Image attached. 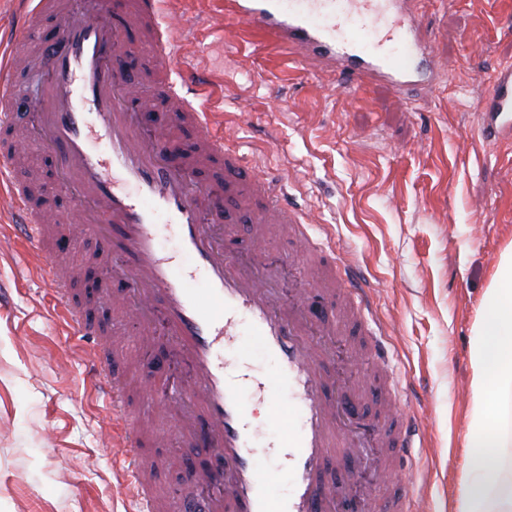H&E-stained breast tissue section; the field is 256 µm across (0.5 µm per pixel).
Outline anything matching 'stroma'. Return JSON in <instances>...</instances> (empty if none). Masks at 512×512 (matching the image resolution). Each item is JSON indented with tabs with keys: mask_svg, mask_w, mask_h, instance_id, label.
<instances>
[{
	"mask_svg": "<svg viewBox=\"0 0 512 512\" xmlns=\"http://www.w3.org/2000/svg\"><path fill=\"white\" fill-rule=\"evenodd\" d=\"M223 0H182L192 34L178 57L211 71L208 108L223 112L248 163L310 211L325 249L350 248L390 323L408 412L423 417L427 512H458L469 479L470 349L501 252L512 245V140L486 144L476 103L512 64V0H427L424 21L446 64L408 100L364 91L274 53ZM0 512H130L105 438L112 412L83 376L37 255L0 228ZM231 373L269 376L273 361L240 325Z\"/></svg>",
	"mask_w": 512,
	"mask_h": 512,
	"instance_id": "stroma-1",
	"label": "stroma"
}]
</instances>
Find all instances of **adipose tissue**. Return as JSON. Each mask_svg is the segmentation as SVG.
Segmentation results:
<instances>
[{"label":"adipose tissue","mask_w":512,"mask_h":512,"mask_svg":"<svg viewBox=\"0 0 512 512\" xmlns=\"http://www.w3.org/2000/svg\"><path fill=\"white\" fill-rule=\"evenodd\" d=\"M471 351L474 392L468 434L472 474L460 512H512V430L501 423L512 402V249H505L486 293Z\"/></svg>","instance_id":"1"}]
</instances>
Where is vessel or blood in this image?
Segmentation results:
<instances>
[{
	"mask_svg": "<svg viewBox=\"0 0 512 512\" xmlns=\"http://www.w3.org/2000/svg\"><path fill=\"white\" fill-rule=\"evenodd\" d=\"M22 23L45 13L56 24L39 50L0 53V73L27 70L44 80L39 96L25 102L35 121L11 147L0 150V190L9 222L34 243L40 269L54 285L68 334L84 350V375L97 395L111 403L123 422L112 447L128 463L125 484L135 512H384L374 488L337 481L331 465L359 460L365 449L383 448L378 479L418 472L413 453L420 431L411 420L379 437L376 425L356 410L365 388L361 365L385 381L382 409L397 415L408 399L389 353L390 334L380 317L374 290L359 284L353 261L327 265L342 297L368 338L369 355L351 353L347 372L329 366L330 341L339 326L332 290L321 272L300 269L302 287L282 294L271 285L276 265L261 250L234 248L226 235L234 219L229 205L255 203L251 235L263 240L282 226L294 234L297 253L318 247L308 214L289 207L272 183L252 176L239 146H227L215 131L214 113L196 97L204 78L193 64H174L171 48L187 38L189 26L172 27L168 0H17ZM406 0H224V17L271 39L278 53L306 63H323L361 90L383 81L412 96L421 82L435 83L445 64L433 52L419 15ZM151 29L155 65L167 78L170 111L159 112L131 72L128 28ZM19 105L11 90L0 91V130L14 128ZM476 111L487 141L512 139V67L495 72ZM197 130L185 152L178 127ZM51 157L61 188L74 200V214L62 219L34 199L15 172L29 142ZM177 230L181 267L160 246L157 222ZM90 239L88 295H75L81 273L65 253ZM204 293L189 288L196 276ZM135 323L140 351L156 358L153 389L131 398L126 371L107 344L103 320L114 312ZM247 323L256 343L274 361L273 375L256 384L264 403L276 404L288 391L295 419L283 427L274 458L289 480L274 492L257 466L262 450L251 427L252 411L237 379L228 375L224 350ZM190 366L188 387L169 386L164 359L170 352ZM159 413L175 422L178 443L205 449L185 468L174 490H160L156 463L141 451L143 419Z\"/></svg>",
	"mask_w": 512,
	"mask_h": 512,
	"instance_id": "vessel-or-blood-1",
	"label": "vessel or blood"
}]
</instances>
